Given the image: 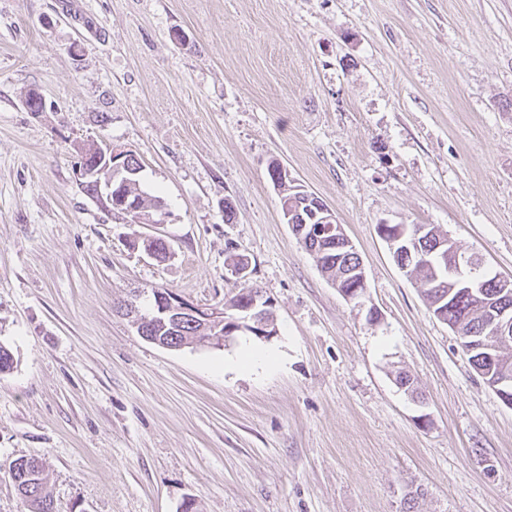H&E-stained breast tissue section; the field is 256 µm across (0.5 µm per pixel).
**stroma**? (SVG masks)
Returning <instances> with one entry per match:
<instances>
[{
  "label": "stroma",
  "instance_id": "1",
  "mask_svg": "<svg viewBox=\"0 0 512 512\" xmlns=\"http://www.w3.org/2000/svg\"><path fill=\"white\" fill-rule=\"evenodd\" d=\"M88 144L141 160L158 223L82 192ZM274 162L342 224L361 299L285 223ZM383 223L512 277V0H0V512L24 456L56 512H512V407ZM237 254L273 336L169 350L117 311L224 302ZM246 344L278 364L225 369ZM422 226H426L427 230L425 234L420 238V246L417 243V235L413 234L406 224H381L379 226V233L381 237L388 242L391 247L392 252H394L397 243H404L405 248L403 251H399L395 254V258L398 260V254H402L404 258L400 261L399 264L404 265V269H406V265L408 262L411 264L418 262H426L431 255V253H427V251L423 249H433L435 247V243L437 242V236L442 237L443 234L440 233L438 227L433 224H419ZM423 241V242H422ZM401 252V253H400Z\"/></svg>",
  "mask_w": 512,
  "mask_h": 512
}]
</instances>
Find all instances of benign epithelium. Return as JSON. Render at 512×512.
Returning <instances> with one entry per match:
<instances>
[{"label":"benign epithelium","instance_id":"benign-epithelium-1","mask_svg":"<svg viewBox=\"0 0 512 512\" xmlns=\"http://www.w3.org/2000/svg\"><path fill=\"white\" fill-rule=\"evenodd\" d=\"M128 151L122 147L108 145L104 148H96L94 161L79 162L78 179L80 185L92 181L104 183L107 200H112V179L129 170L127 165ZM321 219L318 224H293L292 230L297 236L307 241H319L325 236L334 238L337 246L345 250H354L351 241L344 233L343 227L335 223L333 212L324 207L320 210ZM381 237L388 242L390 247L403 243L405 248L401 251L403 260L401 264L425 262L429 253L421 249L417 243V235L413 234L405 224H382L379 226ZM437 248L439 255L450 266V273L454 279V287L468 293L471 298L481 306L490 309V314L485 326L489 335L497 340L506 341L512 335V304L508 299L512 297V280L500 275L493 279L475 271L474 256L459 249L449 239L439 241ZM499 290L502 299L491 302L487 299L486 289ZM157 305L155 314L165 319H190L196 323L214 331L222 330L221 342H226L230 336L239 331L250 332L256 336L269 337L274 334L272 323L267 319V307L271 306L269 299L263 298L260 292H251L250 300L245 304L244 311L247 315L237 319L224 318V310L221 306L203 307L184 298L180 294L168 288L154 290ZM123 311L130 320L131 325L138 334L144 333L143 324L147 318L141 315L136 304L128 302L123 304ZM493 387L499 395L512 405V373L504 369L494 377Z\"/></svg>","mask_w":512,"mask_h":512}]
</instances>
